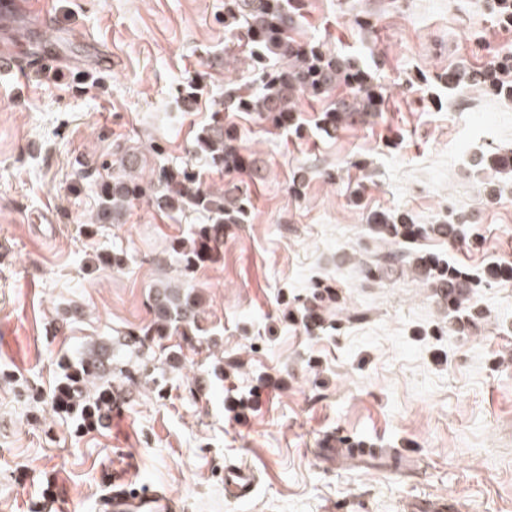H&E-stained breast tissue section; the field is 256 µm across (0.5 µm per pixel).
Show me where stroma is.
Returning a JSON list of instances; mask_svg holds the SVG:
<instances>
[{
    "instance_id": "stroma-1",
    "label": "stroma",
    "mask_w": 512,
    "mask_h": 512,
    "mask_svg": "<svg viewBox=\"0 0 512 512\" xmlns=\"http://www.w3.org/2000/svg\"><path fill=\"white\" fill-rule=\"evenodd\" d=\"M43 2L45 32L0 17V45L16 26L28 45L27 75L0 79V512H98L102 473L132 461L135 487L165 489L183 512H407L450 497L464 512H512V280H482L512 264V171L494 163L512 154V99L443 82L512 51L492 0H301L296 43L369 72L380 109L323 127L349 95L340 84L298 97L297 132L226 114L256 177L191 156L225 82L254 80L224 0ZM45 44L72 68L42 67ZM128 149L141 173L191 163L206 184L243 189L248 221L225 225L218 261L187 279L171 254L206 223L198 211L140 200L117 223H91L97 179L85 172ZM377 213L424 233L394 246ZM422 255L474 280L470 322L416 273ZM182 280L215 344L126 346L153 318L151 290ZM321 283L326 328L313 331L302 315ZM100 344L132 377L104 375L123 409L88 430L51 396ZM332 436L420 465L330 466L317 453ZM231 464L255 472L249 498L225 494Z\"/></svg>"
}]
</instances>
